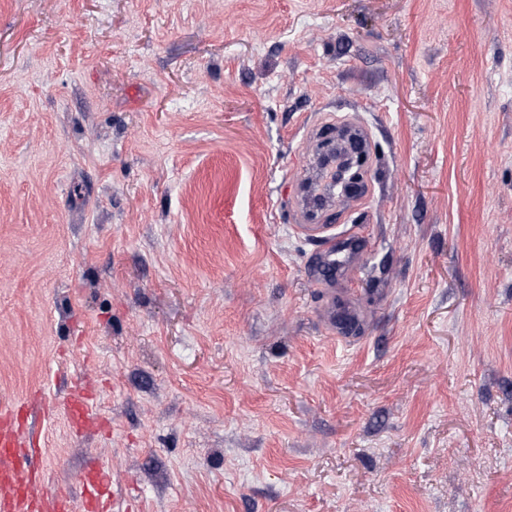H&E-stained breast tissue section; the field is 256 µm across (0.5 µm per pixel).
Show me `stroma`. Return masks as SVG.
I'll use <instances>...</instances> for the list:
<instances>
[{
    "instance_id": "1",
    "label": "stroma",
    "mask_w": 512,
    "mask_h": 512,
    "mask_svg": "<svg viewBox=\"0 0 512 512\" xmlns=\"http://www.w3.org/2000/svg\"><path fill=\"white\" fill-rule=\"evenodd\" d=\"M342 121L364 195L324 221L367 248L323 294L294 203ZM22 397L46 480L100 461L133 512H512V0H0ZM333 305L332 310L325 317L326 329L339 338H352L353 336H349V334L357 327L358 315L354 311H350L349 307H343L340 312L336 313V303L333 302ZM64 411L67 421L79 432L100 425L99 418L93 413L89 393L79 383L66 398Z\"/></svg>"
}]
</instances>
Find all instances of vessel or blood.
<instances>
[{
    "mask_svg": "<svg viewBox=\"0 0 512 512\" xmlns=\"http://www.w3.org/2000/svg\"><path fill=\"white\" fill-rule=\"evenodd\" d=\"M303 233L321 239L324 249L311 271L313 284L329 290L335 279L352 276L364 247L361 238L337 239L329 236L321 224L302 225ZM358 315L350 309L329 312L325 326L337 337L348 338L357 327ZM65 415L77 430L98 425L89 393L75 386L65 400ZM28 407L19 399L0 404V512H127L120 505L110 504V479L103 466L91 464L80 491L61 486H47L40 468L33 438L27 427Z\"/></svg>",
    "mask_w": 512,
    "mask_h": 512,
    "instance_id": "1",
    "label": "vessel or blood"
}]
</instances>
